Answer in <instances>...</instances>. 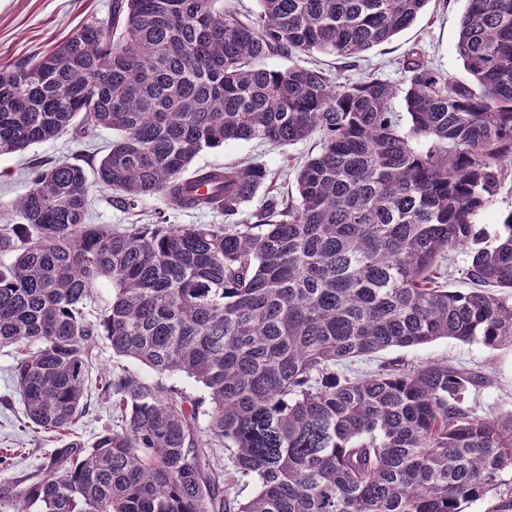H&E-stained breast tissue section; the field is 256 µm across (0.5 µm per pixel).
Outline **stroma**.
I'll use <instances>...</instances> for the list:
<instances>
[{
	"mask_svg": "<svg viewBox=\"0 0 512 512\" xmlns=\"http://www.w3.org/2000/svg\"><path fill=\"white\" fill-rule=\"evenodd\" d=\"M112 0H0V69L13 67L37 58L54 44L68 37L83 22L107 21ZM467 0H429L413 25L367 53L357 66H344L336 57L319 54L317 64L334 79L358 80L367 74L401 83L404 73L400 63L409 52H417L435 69L455 80L469 82L460 58L455 52L461 17ZM111 130L101 128L83 141L71 134L34 144L22 152L0 156V205L9 204L25 193L28 182L25 171L34 164L51 165L67 160L93 172L112 144ZM320 142L319 135L281 147L263 146L254 141H233L199 152L192 168L224 167L245 160L264 164L279 193L296 197L295 170ZM88 208V221L112 230H124L132 223L150 224L157 218L166 223L220 224L219 213L168 208L162 196L146 195L131 211H121L112 204L110 191L93 187ZM15 353L0 349V450H10L9 467L0 469V485L25 486L28 475L43 465L55 448L61 447L58 433L23 427V406L11 381ZM412 364L426 361L448 362L479 371L488 378L486 385L474 390L469 404L499 412L512 410V351L491 350L477 343L440 339L417 349L404 351ZM133 371L140 365L134 360L113 355L105 340L92 347V364L85 386V415L73 426L74 437L92 445L103 427L115 426L117 420L112 403L100 394L101 381L119 368Z\"/></svg>",
	"mask_w": 512,
	"mask_h": 512,
	"instance_id": "1",
	"label": "stroma"
}]
</instances>
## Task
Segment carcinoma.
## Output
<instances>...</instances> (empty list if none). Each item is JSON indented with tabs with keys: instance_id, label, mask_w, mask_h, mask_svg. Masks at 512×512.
Segmentation results:
<instances>
[{
	"instance_id": "1",
	"label": "carcinoma",
	"mask_w": 512,
	"mask_h": 512,
	"mask_svg": "<svg viewBox=\"0 0 512 512\" xmlns=\"http://www.w3.org/2000/svg\"><path fill=\"white\" fill-rule=\"evenodd\" d=\"M428 0H112L33 62L0 69V156L74 130L116 134L96 183L132 210L221 212L226 224L87 223L92 184L34 166L0 224V348L26 419L69 430L86 411L92 344L153 372L104 378L125 425L72 439L0 487V512H512V412L465 404L483 377L446 362H352L438 339L512 348V211L490 248L477 217L512 164V0H468L456 53L471 84L412 52L398 88L333 83L272 54L361 57ZM402 97L405 111L393 102ZM298 201L257 162L184 173L228 141L294 144ZM471 287H448L453 254ZM112 305L88 321L98 281ZM182 373L195 396L168 384ZM228 451L221 464L218 448ZM244 478L257 486L241 501Z\"/></svg>"
}]
</instances>
